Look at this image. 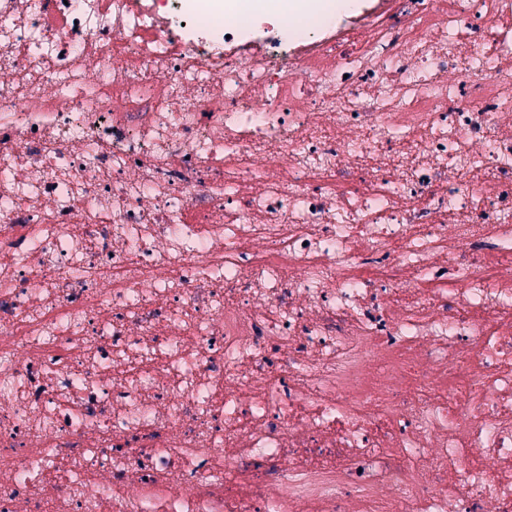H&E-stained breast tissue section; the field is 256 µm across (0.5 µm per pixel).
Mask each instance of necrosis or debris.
Masks as SVG:
<instances>
[{"mask_svg":"<svg viewBox=\"0 0 512 512\" xmlns=\"http://www.w3.org/2000/svg\"><path fill=\"white\" fill-rule=\"evenodd\" d=\"M228 8L0 0V512H512V0ZM386 1L389 0H353L354 6L352 8L336 13V29L343 27L347 17L351 15L356 16L362 14L359 18L362 19L371 16L376 11H379V9H384L386 7Z\"/></svg>","mask_w":512,"mask_h":512,"instance_id":"1","label":"necrosis or debris"}]
</instances>
